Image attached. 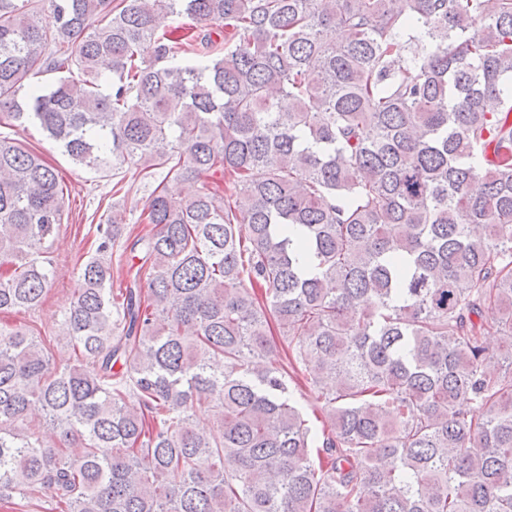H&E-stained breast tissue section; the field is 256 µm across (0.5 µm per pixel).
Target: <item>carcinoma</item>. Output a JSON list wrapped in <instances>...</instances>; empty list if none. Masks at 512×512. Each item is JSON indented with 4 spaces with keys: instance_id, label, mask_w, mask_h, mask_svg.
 I'll use <instances>...</instances> for the list:
<instances>
[{
    "instance_id": "cac0c4a2",
    "label": "carcinoma",
    "mask_w": 512,
    "mask_h": 512,
    "mask_svg": "<svg viewBox=\"0 0 512 512\" xmlns=\"http://www.w3.org/2000/svg\"><path fill=\"white\" fill-rule=\"evenodd\" d=\"M507 79L512 0H0V122L194 187L93 225L65 367L0 327V501L512 512V350L485 343L512 337ZM64 212L0 139V313L43 303Z\"/></svg>"
}]
</instances>
